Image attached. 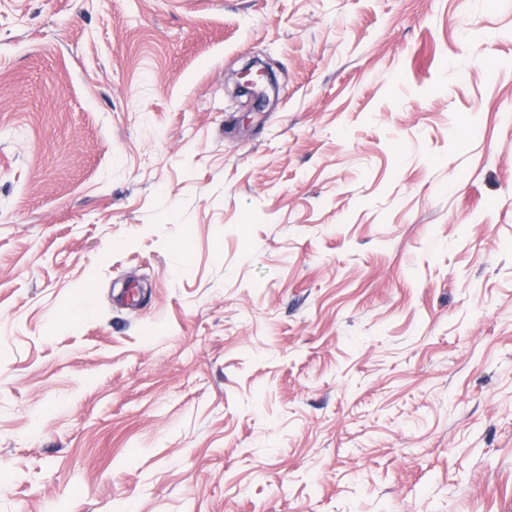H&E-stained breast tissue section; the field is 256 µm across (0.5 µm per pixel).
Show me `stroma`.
Instances as JSON below:
<instances>
[{"instance_id": "stroma-1", "label": "stroma", "mask_w": 512, "mask_h": 512, "mask_svg": "<svg viewBox=\"0 0 512 512\" xmlns=\"http://www.w3.org/2000/svg\"><path fill=\"white\" fill-rule=\"evenodd\" d=\"M0 512H512V0H0ZM265 68L267 70L266 78L255 76L250 66L243 67L235 75V87H238L240 93H242L241 84L250 87L247 93L242 94L248 95L251 98L256 112L263 111L270 104L271 96L275 99L278 95V83L274 82L270 85L271 74L275 75L272 70L273 65L271 63L270 66L265 64Z\"/></svg>"}]
</instances>
